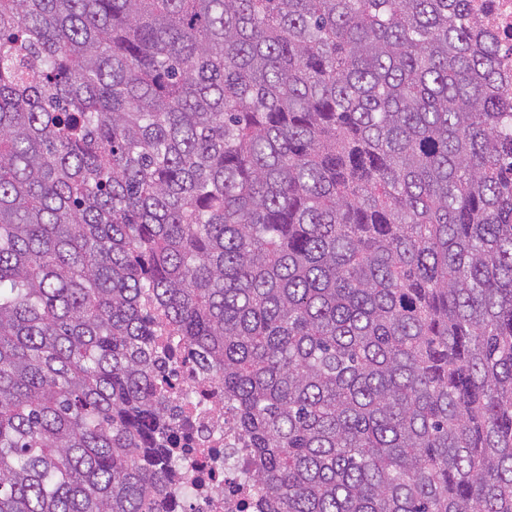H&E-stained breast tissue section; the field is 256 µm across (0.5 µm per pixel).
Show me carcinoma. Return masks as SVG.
<instances>
[{"label": "carcinoma", "mask_w": 512, "mask_h": 512, "mask_svg": "<svg viewBox=\"0 0 512 512\" xmlns=\"http://www.w3.org/2000/svg\"><path fill=\"white\" fill-rule=\"evenodd\" d=\"M467 0H0V512H172L155 337L264 512H512V99Z\"/></svg>", "instance_id": "obj_1"}]
</instances>
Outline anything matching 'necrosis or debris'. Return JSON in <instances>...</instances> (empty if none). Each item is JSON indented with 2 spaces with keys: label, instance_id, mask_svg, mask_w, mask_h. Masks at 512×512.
Returning <instances> with one entry per match:
<instances>
[{
  "label": "necrosis or debris",
  "instance_id": "4bbe7bcc",
  "mask_svg": "<svg viewBox=\"0 0 512 512\" xmlns=\"http://www.w3.org/2000/svg\"><path fill=\"white\" fill-rule=\"evenodd\" d=\"M468 2L472 22L496 43L502 90L512 96V0ZM164 367L173 372L176 383L171 414L183 425L195 512H258L259 501L250 487L224 471V433L230 417L224 412L222 387L202 381L190 358L165 362Z\"/></svg>",
  "mask_w": 512,
  "mask_h": 512
}]
</instances>
